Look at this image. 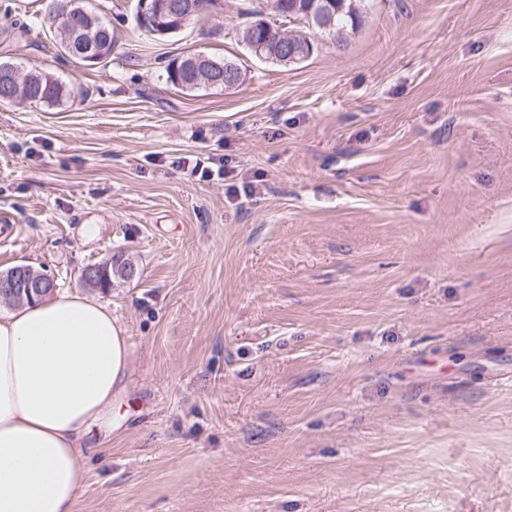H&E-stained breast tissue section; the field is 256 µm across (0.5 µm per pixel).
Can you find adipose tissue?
Instances as JSON below:
<instances>
[{
	"label": "adipose tissue",
	"mask_w": 512,
	"mask_h": 512,
	"mask_svg": "<svg viewBox=\"0 0 512 512\" xmlns=\"http://www.w3.org/2000/svg\"><path fill=\"white\" fill-rule=\"evenodd\" d=\"M131 371L111 310L55 294L0 316V512H75L87 436Z\"/></svg>",
	"instance_id": "adipose-tissue-1"
}]
</instances>
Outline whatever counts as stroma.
<instances>
[{"label": "stroma", "mask_w": 512, "mask_h": 512, "mask_svg": "<svg viewBox=\"0 0 512 512\" xmlns=\"http://www.w3.org/2000/svg\"><path fill=\"white\" fill-rule=\"evenodd\" d=\"M50 2L0 0V61L73 90L0 105V272L131 345L77 512H512V0H367L290 67L238 36L272 0L163 39L84 0L115 38L95 66ZM190 53L244 82L173 88ZM207 156L224 176L189 178ZM117 252L138 277L84 286ZM25 74L29 75L31 87L29 90L30 102L35 104H59L69 90L65 83L52 74L31 68ZM49 280L43 278L42 273L34 272L29 266H15L7 273H0V300L7 303L21 301L24 298L29 300L39 296L42 288L47 287Z\"/></svg>", "instance_id": "1"}]
</instances>
